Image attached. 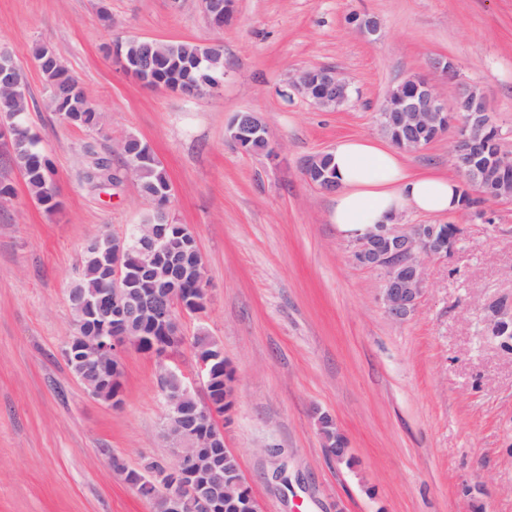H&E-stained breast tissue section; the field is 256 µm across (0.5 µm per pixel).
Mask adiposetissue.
I'll return each instance as SVG.
<instances>
[{
  "label": "adipose tissue",
  "mask_w": 512,
  "mask_h": 512,
  "mask_svg": "<svg viewBox=\"0 0 512 512\" xmlns=\"http://www.w3.org/2000/svg\"><path fill=\"white\" fill-rule=\"evenodd\" d=\"M328 156L337 180L330 220L344 237L356 238L408 212L431 216L460 209L457 180L410 170L400 150L388 142L344 138Z\"/></svg>",
  "instance_id": "obj_1"
}]
</instances>
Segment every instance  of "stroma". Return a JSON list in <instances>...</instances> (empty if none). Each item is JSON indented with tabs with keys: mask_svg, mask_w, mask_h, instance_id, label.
Masks as SVG:
<instances>
[{
	"mask_svg": "<svg viewBox=\"0 0 512 512\" xmlns=\"http://www.w3.org/2000/svg\"><path fill=\"white\" fill-rule=\"evenodd\" d=\"M106 3L110 23L96 18ZM381 21L363 37L353 16ZM131 37L224 47V83L186 96L148 88L108 52ZM56 49L101 114L99 130L62 123L31 51ZM24 72L26 121L56 170L60 205L29 193L0 138V512H150L113 468L169 459L157 365L126 352L120 407L90 396L62 347L75 329L68 291L86 243L142 223L136 181L89 184L91 153L134 134L174 187L169 219L190 225L209 281L203 330L235 371L224 441L261 512H512V351L487 326L512 307V199L489 221L459 211L461 240L427 267L416 312L391 321L377 271L356 265L330 222L331 194L307 158L342 137L381 138L388 92L454 60L479 85L512 151V0H236L224 28L200 0H0V52ZM329 65L350 81L343 107L283 96L289 72ZM261 113L276 160L227 139L239 112ZM418 171L455 176L452 140L409 153ZM332 415L353 465L331 459L315 411Z\"/></svg>",
	"mask_w": 512,
	"mask_h": 512,
	"instance_id": "obj_1",
	"label": "stroma"
}]
</instances>
